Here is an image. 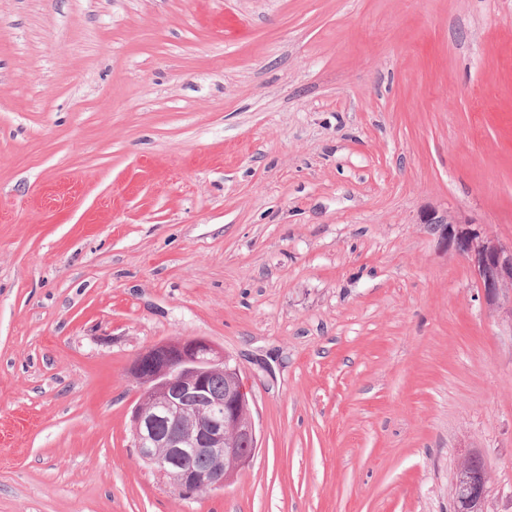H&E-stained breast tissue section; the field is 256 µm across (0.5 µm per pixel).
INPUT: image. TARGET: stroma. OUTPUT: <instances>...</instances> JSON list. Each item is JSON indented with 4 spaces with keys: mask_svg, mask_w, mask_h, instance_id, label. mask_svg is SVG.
Returning a JSON list of instances; mask_svg holds the SVG:
<instances>
[{
    "mask_svg": "<svg viewBox=\"0 0 512 512\" xmlns=\"http://www.w3.org/2000/svg\"><path fill=\"white\" fill-rule=\"evenodd\" d=\"M512 242V0H0V512H512V332L422 224ZM237 359L257 449L183 498L148 346ZM460 474L453 481L454 496L456 500L470 494L483 500L486 493V476L481 470H475L462 464L459 467Z\"/></svg>",
    "mask_w": 512,
    "mask_h": 512,
    "instance_id": "stroma-1",
    "label": "stroma"
}]
</instances>
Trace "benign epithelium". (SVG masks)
Listing matches in <instances>:
<instances>
[{
    "label": "benign epithelium",
    "mask_w": 512,
    "mask_h": 512,
    "mask_svg": "<svg viewBox=\"0 0 512 512\" xmlns=\"http://www.w3.org/2000/svg\"><path fill=\"white\" fill-rule=\"evenodd\" d=\"M422 223L468 262L484 304L512 333V245L483 234L450 211L428 210ZM128 373L138 387L131 415L137 460L182 496L218 493L236 469L252 461L256 428L249 391L232 358L203 337L187 336L152 345L132 360ZM227 375L215 395L209 379ZM199 458L215 465L201 468ZM454 496L484 499L486 476L462 464Z\"/></svg>",
    "instance_id": "benign-epithelium-1"
}]
</instances>
